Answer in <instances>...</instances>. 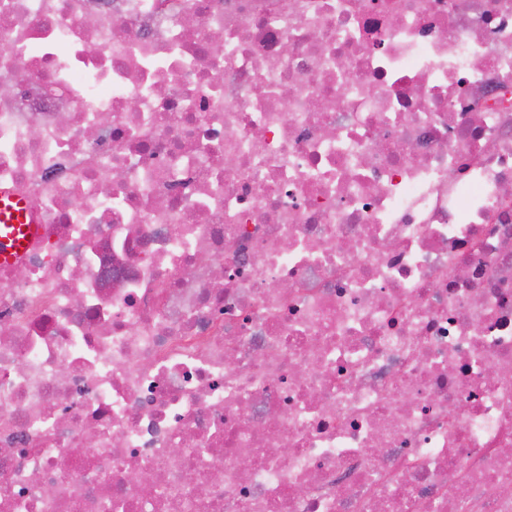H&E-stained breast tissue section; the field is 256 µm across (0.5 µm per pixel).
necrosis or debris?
Here are the masks:
<instances>
[{
	"mask_svg": "<svg viewBox=\"0 0 512 512\" xmlns=\"http://www.w3.org/2000/svg\"><path fill=\"white\" fill-rule=\"evenodd\" d=\"M2 192L0 512H512V0H0ZM7 199V202L5 201ZM42 233L35 213L21 198L2 195L0 200V259L17 261Z\"/></svg>",
	"mask_w": 512,
	"mask_h": 512,
	"instance_id": "1",
	"label": "necrosis or debris"
}]
</instances>
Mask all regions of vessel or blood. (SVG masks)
Listing matches in <instances>:
<instances>
[{"instance_id": "vessel-or-blood-1", "label": "vessel or blood", "mask_w": 512, "mask_h": 512, "mask_svg": "<svg viewBox=\"0 0 512 512\" xmlns=\"http://www.w3.org/2000/svg\"><path fill=\"white\" fill-rule=\"evenodd\" d=\"M42 233V227L27 203L8 196L0 200V260L17 261Z\"/></svg>"}]
</instances>
